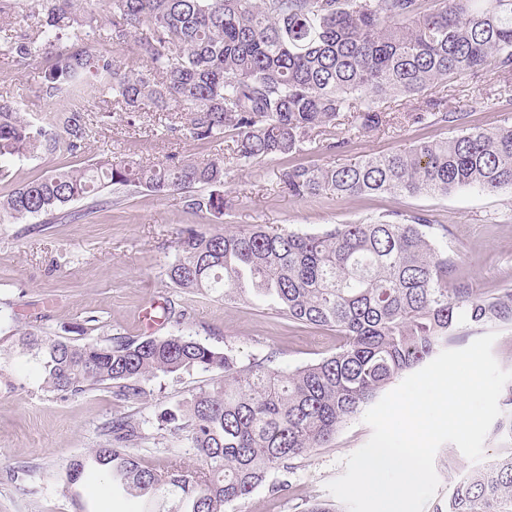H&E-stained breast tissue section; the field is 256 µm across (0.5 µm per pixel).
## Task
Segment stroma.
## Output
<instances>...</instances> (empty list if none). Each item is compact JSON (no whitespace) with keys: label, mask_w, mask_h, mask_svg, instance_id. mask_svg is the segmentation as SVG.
I'll return each instance as SVG.
<instances>
[{"label":"stroma","mask_w":512,"mask_h":512,"mask_svg":"<svg viewBox=\"0 0 512 512\" xmlns=\"http://www.w3.org/2000/svg\"><path fill=\"white\" fill-rule=\"evenodd\" d=\"M447 106L468 113L472 130L512 125V80L494 72L449 82ZM386 121L375 131L350 124L336 127L347 138L338 153L322 148L324 137L313 133L300 152L271 157L244 166L221 143H201L161 134L152 113L129 125L125 113L94 126L83 150L74 156L45 155L14 161L0 180V195L62 167L79 168L113 150L144 162H161L172 153L194 159L224 161V196L230 202L222 218L191 212L179 193L158 195L140 188L112 192V206L88 213V201L68 207L67 217L53 224L30 218L0 224V332L24 328L30 313H41L49 335H67L86 319H97L101 337L141 336L145 309L168 303L182 310V325L161 322L154 335L180 333L205 344L232 346L241 358L275 353L277 367L291 369L335 351L340 338L334 329L309 327L285 319L261 299L230 303L222 295L184 293L173 288L167 267L175 256L172 243L188 226L202 230L245 229L265 224L280 231L317 233L336 224H358L401 213L421 215L448 228L444 244L455 261L454 276L483 297L512 290V192L486 194L464 189L445 196L378 193L358 197L321 194L296 198L283 192L280 169L292 165L341 167L369 154H387L422 140H444L453 131L446 124L408 119L411 104L390 97L381 102ZM493 332V355L512 371V321L484 326L461 323L448 347H467ZM16 384H0V512H74L67 493L48 475L77 455L103 444V426L112 417L132 416L149 439L133 448L135 456L156 462L167 454V443L155 439L156 415L192 393L210 387L216 373L189 371L158 375L144 385L141 398L122 402L110 389L62 397L42 390L29 375L25 357L11 361ZM372 430L362 417L343 425L329 447L318 448L296 462L289 476L275 472L271 481L287 480L286 494L271 496L259 487L235 512H306L313 500L329 499L327 482L346 471L344 460L361 448ZM472 463L451 443L435 456L439 488L424 512L444 506L455 482ZM81 492L86 512H140L138 501L113 494L107 479L88 475Z\"/></svg>","instance_id":"stroma-1"}]
</instances>
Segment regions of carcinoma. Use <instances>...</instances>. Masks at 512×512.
Returning <instances> with one entry per match:
<instances>
[{"mask_svg": "<svg viewBox=\"0 0 512 512\" xmlns=\"http://www.w3.org/2000/svg\"><path fill=\"white\" fill-rule=\"evenodd\" d=\"M40 0L27 28L3 42L6 55L37 65L33 97L0 95V180L8 161L74 156L90 119L56 118L46 106L92 100L97 119L117 111L138 117L183 112L187 124L162 126L195 141L232 139L244 164L301 150L316 129L347 117L358 130L385 122L380 101L424 97L414 119L431 115L454 127L435 88L484 70L512 75V0ZM129 45L142 66L122 68L111 48ZM284 192L354 197L381 192L446 195L476 188L512 191V126L423 141L342 167L292 165L279 172ZM163 195L189 194L185 206L224 215V161L171 154L158 164L105 154L80 170L56 169L0 197V224L39 218L53 224L71 203L113 186ZM446 227L420 216L387 215L338 224L319 234L270 230H182L167 276L185 292L222 291L224 300L270 299L286 319L331 327L336 351L284 370L273 356L241 359L182 335L50 336L29 315L19 336L1 337L32 361L44 390L72 396L105 386L119 400L138 399L159 373L220 371L222 379L157 417L162 438L187 441L163 462L128 452L148 439L130 416L112 419L105 444L70 460L51 479L70 487L95 468L112 489L146 501V512H225L294 461L324 448L388 385L448 344L465 320H512V293L484 298L452 281L454 260L441 249ZM512 512V457L472 469L455 484L447 510Z\"/></svg>", "mask_w": 512, "mask_h": 512, "instance_id": "carcinoma-1", "label": "carcinoma"}]
</instances>
